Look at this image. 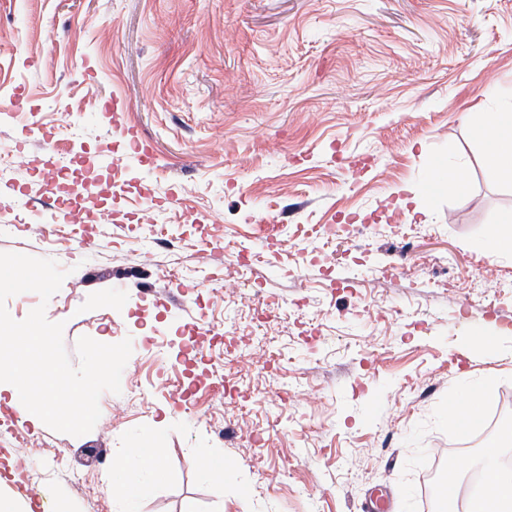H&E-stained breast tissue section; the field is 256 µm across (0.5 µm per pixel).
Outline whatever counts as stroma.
Instances as JSON below:
<instances>
[{
    "label": "stroma",
    "mask_w": 512,
    "mask_h": 512,
    "mask_svg": "<svg viewBox=\"0 0 512 512\" xmlns=\"http://www.w3.org/2000/svg\"><path fill=\"white\" fill-rule=\"evenodd\" d=\"M511 103L512 0H0V252L68 272L6 308L72 358L132 341L87 434L0 404V495L122 512L100 453L157 448L136 512H436L439 477L467 512L446 463L512 409V182L475 134ZM451 156L466 191L430 186Z\"/></svg>",
    "instance_id": "obj_1"
}]
</instances>
